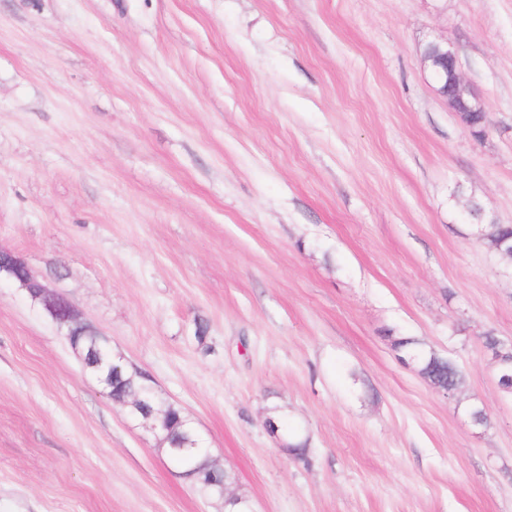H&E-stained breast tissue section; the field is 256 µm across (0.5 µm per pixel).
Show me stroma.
<instances>
[{"mask_svg":"<svg viewBox=\"0 0 512 512\" xmlns=\"http://www.w3.org/2000/svg\"><path fill=\"white\" fill-rule=\"evenodd\" d=\"M436 41L482 136L436 90ZM475 200L512 224V0H0V248L251 512H512L483 346L512 344V268ZM396 337L462 370L454 398ZM0 512H224L6 280ZM424 64L430 71L433 80L437 84L438 91L447 99L449 107L457 116L462 112L468 113L462 116V121L468 126L471 133L477 137L485 132V107L482 100L465 84L456 70V58L454 51L448 44L442 42L429 43L423 51ZM448 64L454 65L451 86L448 89ZM444 73V82L442 74ZM476 236L484 245L497 252L503 245L512 248L511 224H476Z\"/></svg>","mask_w":512,"mask_h":512,"instance_id":"1","label":"stroma"}]
</instances>
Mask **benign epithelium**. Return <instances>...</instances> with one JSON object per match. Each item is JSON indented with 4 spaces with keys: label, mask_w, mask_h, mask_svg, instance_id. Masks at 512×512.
Masks as SVG:
<instances>
[{
    "label": "benign epithelium",
    "mask_w": 512,
    "mask_h": 512,
    "mask_svg": "<svg viewBox=\"0 0 512 512\" xmlns=\"http://www.w3.org/2000/svg\"><path fill=\"white\" fill-rule=\"evenodd\" d=\"M422 58L437 84L438 91L447 99L449 107L456 113L483 112L484 103L465 84L458 73L452 74V82L442 80L448 73V65L456 62L454 51L442 42H432L426 46ZM17 283L26 290L30 299L41 306L51 320L70 337L80 331L91 332L93 328L76 312L71 302L64 296L49 289L28 269L25 262L10 251L0 250V279Z\"/></svg>",
    "instance_id": "1"
}]
</instances>
